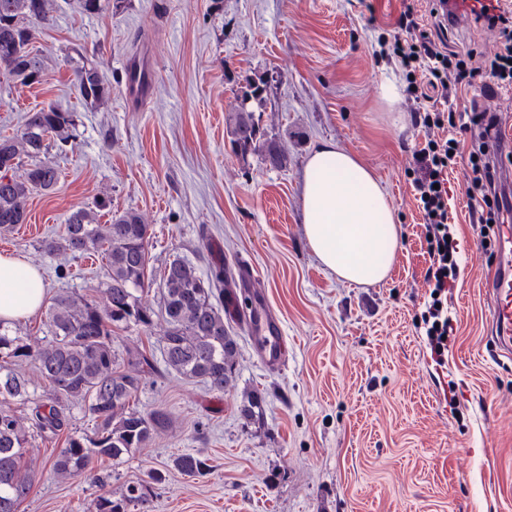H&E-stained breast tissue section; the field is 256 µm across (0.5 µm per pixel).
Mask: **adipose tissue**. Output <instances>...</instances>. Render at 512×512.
I'll return each mask as SVG.
<instances>
[{"mask_svg":"<svg viewBox=\"0 0 512 512\" xmlns=\"http://www.w3.org/2000/svg\"><path fill=\"white\" fill-rule=\"evenodd\" d=\"M302 221L307 242L341 279L383 281L398 248L397 212L379 182L333 143L318 147L304 170ZM39 271L16 255L0 256V321L33 314L46 290Z\"/></svg>","mask_w":512,"mask_h":512,"instance_id":"ef3b65f1","label":"adipose tissue"}]
</instances>
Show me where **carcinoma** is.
<instances>
[{"label":"carcinoma","mask_w":512,"mask_h":512,"mask_svg":"<svg viewBox=\"0 0 512 512\" xmlns=\"http://www.w3.org/2000/svg\"><path fill=\"white\" fill-rule=\"evenodd\" d=\"M47 0H0V71L25 83L38 76L33 43L37 23L46 20ZM79 98L87 105L105 101L109 93L97 66L82 58L75 71ZM268 94L263 80H248L236 91V102L225 117L226 136L235 156L246 162L251 156L273 168L287 165L276 137L260 125L258 113L266 107ZM75 127L74 113L53 107L32 109L23 128L0 137V230L25 223L27 202L35 192H50L59 172L43 161L50 141L68 142ZM25 167L23 174L16 169ZM150 225L141 215L126 210L100 224L93 210L78 208L70 213L63 232L42 242L52 255L73 258L99 254L106 262V280L101 284V303L78 293L53 298L43 323L45 342L21 335L0 324V512H15L16 503L27 495L35 473L25 462L30 441L60 442L61 448L46 465L61 479L85 476L102 487L96 512H142L151 501L162 474L123 486L119 494L105 489L106 480L96 473L97 464L145 447L155 436L172 427V417L163 407L148 412L133 403L148 379L165 371L188 381L201 382L209 391L222 394L233 380L238 346L224 322L223 289L228 270L224 260L212 262L203 274L191 260L178 254L165 263L159 284L148 275ZM157 286V305L143 294ZM166 324L161 336V358L154 348L141 344L118 350L117 332L137 329L147 332L157 322ZM30 362L42 381V394L30 390L29 381L17 367ZM81 403L95 422L91 431L71 426V405ZM264 397L246 395L240 416L248 421L263 414ZM174 467L189 476L209 468L208 459L184 453Z\"/></svg>","instance_id":"carcinoma-1"}]
</instances>
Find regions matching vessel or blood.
Here are the masks:
<instances>
[{
  "mask_svg": "<svg viewBox=\"0 0 512 512\" xmlns=\"http://www.w3.org/2000/svg\"><path fill=\"white\" fill-rule=\"evenodd\" d=\"M487 288L492 302L494 343L500 353H512V225H507L499 243V263L491 274ZM254 304L243 309L237 289L224 293V306L232 318L240 320L248 331L254 349L263 363L278 368L286 354L282 329L270 315L260 289H253Z\"/></svg>",
  "mask_w": 512,
  "mask_h": 512,
  "instance_id": "obj_1",
  "label": "vessel or blood"
}]
</instances>
